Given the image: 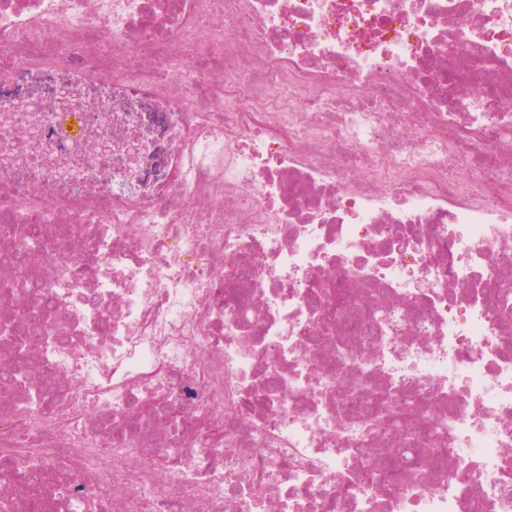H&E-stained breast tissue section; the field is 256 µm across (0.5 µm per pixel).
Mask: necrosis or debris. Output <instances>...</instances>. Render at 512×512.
Returning <instances> with one entry per match:
<instances>
[{"label":"necrosis or debris","mask_w":512,"mask_h":512,"mask_svg":"<svg viewBox=\"0 0 512 512\" xmlns=\"http://www.w3.org/2000/svg\"><path fill=\"white\" fill-rule=\"evenodd\" d=\"M0 54V224L44 226L23 298L47 309L0 454L45 512H468L474 488L512 512V320L486 304L512 0H0ZM330 276L393 306L353 364L450 409L452 478L365 476L389 437L343 424L351 375L313 356ZM137 403L151 435L103 450Z\"/></svg>","instance_id":"1"}]
</instances>
